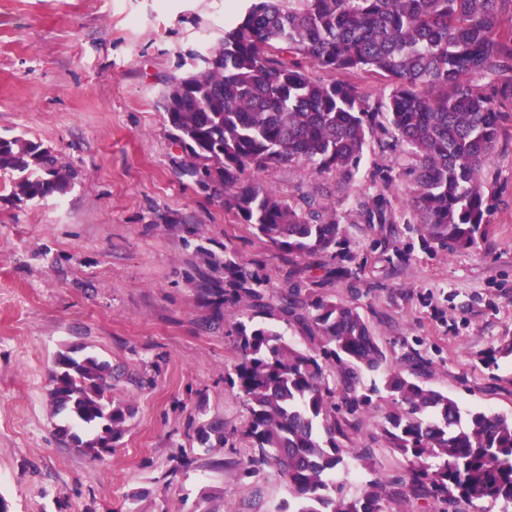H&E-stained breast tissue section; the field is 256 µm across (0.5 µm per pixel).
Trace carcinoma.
Listing matches in <instances>:
<instances>
[{
  "instance_id": "carcinoma-1",
  "label": "carcinoma",
  "mask_w": 512,
  "mask_h": 512,
  "mask_svg": "<svg viewBox=\"0 0 512 512\" xmlns=\"http://www.w3.org/2000/svg\"><path fill=\"white\" fill-rule=\"evenodd\" d=\"M223 39L194 54L184 76H172L159 104L181 168L204 191L224 193V210L249 224L276 254L295 263L343 255L344 227L336 207L313 196L285 198L246 178L309 165L350 189L367 136L386 121L414 158L406 173L410 212L423 237L442 249H464L485 238L495 198L482 176L512 111V0H249ZM329 74L315 81L309 70ZM364 73L390 81L373 102L347 80ZM488 79L474 83L470 77ZM19 172L17 194L33 200L66 190L69 173L40 144L0 137V173ZM382 190L360 221L385 224ZM224 287L201 284L209 298L252 307L264 280L229 260ZM261 314L296 322L311 347L253 322L235 326L240 353L231 385L249 415L250 463H274L288 483V512H387L390 501L428 496L465 500L485 512H512V417L461 410L448 394L388 365L385 351L359 311L304 293L299 284L274 294ZM60 385L50 397L78 426L73 439L92 461L112 449L126 412L112 400V367L96 358L61 353ZM382 371L397 407L381 430L411 466L405 476L352 479L353 464L369 458L352 444L372 399L363 375Z\"/></svg>"
}]
</instances>
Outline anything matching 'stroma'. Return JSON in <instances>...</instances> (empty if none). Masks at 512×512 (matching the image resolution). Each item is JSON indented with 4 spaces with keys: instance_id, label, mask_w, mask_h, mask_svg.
Masks as SVG:
<instances>
[{
    "instance_id": "1",
    "label": "stroma",
    "mask_w": 512,
    "mask_h": 512,
    "mask_svg": "<svg viewBox=\"0 0 512 512\" xmlns=\"http://www.w3.org/2000/svg\"><path fill=\"white\" fill-rule=\"evenodd\" d=\"M247 0H0V137L41 143L70 171L67 190L16 198L0 174V506L5 512H282L290 495L275 465L250 471L239 362L241 305H216L199 283L224 285L225 253L257 269L267 292L289 266L221 197L180 173L186 155L159 107L166 80L186 73L200 33L216 42ZM412 157L390 133L369 135L356 186L337 189L308 166L266 183L284 197L335 203L357 276L325 278L323 257L300 260L305 288L361 313L391 363L416 352L425 385L466 408L512 415V116L485 168L496 210L473 249L423 246L404 171ZM394 178L392 223L357 215ZM112 366L127 412L102 460L75 451L49 399L59 352ZM495 367H487L488 358ZM223 424L211 448L200 426ZM363 473L405 474L378 421L356 437Z\"/></svg>"
}]
</instances>
